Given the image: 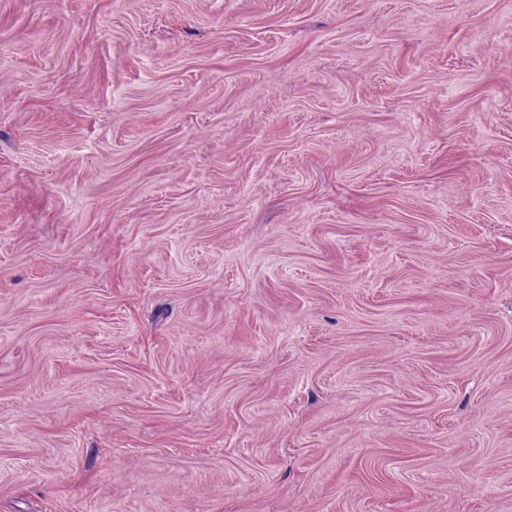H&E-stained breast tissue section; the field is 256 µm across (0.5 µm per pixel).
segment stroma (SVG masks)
Masks as SVG:
<instances>
[{"label":"stroma","instance_id":"1","mask_svg":"<svg viewBox=\"0 0 512 512\" xmlns=\"http://www.w3.org/2000/svg\"><path fill=\"white\" fill-rule=\"evenodd\" d=\"M0 512H512V0H0Z\"/></svg>","mask_w":512,"mask_h":512}]
</instances>
